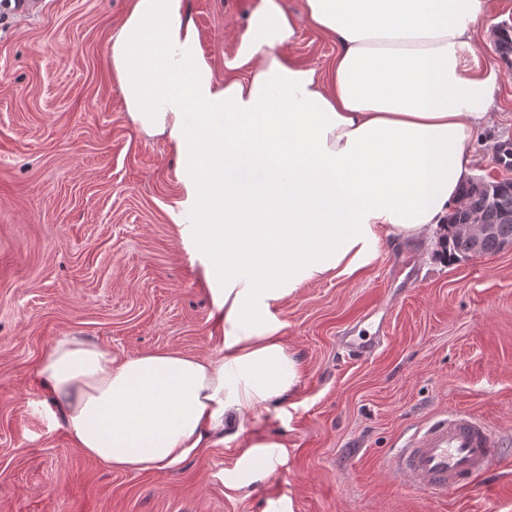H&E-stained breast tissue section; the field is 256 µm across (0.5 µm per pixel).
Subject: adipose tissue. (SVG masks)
Returning <instances> with one entry per match:
<instances>
[{"instance_id": "1", "label": "adipose tissue", "mask_w": 512, "mask_h": 512, "mask_svg": "<svg viewBox=\"0 0 512 512\" xmlns=\"http://www.w3.org/2000/svg\"><path fill=\"white\" fill-rule=\"evenodd\" d=\"M491 0H305L335 39L326 76L285 60L296 19L258 0L224 78L204 57L186 0H130L112 77L133 123L181 167V238L224 329L216 355L174 349L113 358L54 340L37 372L75 448L121 472L171 470L222 443L244 411L290 393L298 362L275 311L300 286L346 277L382 236L437 243L461 197L467 144L498 71L465 66Z\"/></svg>"}]
</instances>
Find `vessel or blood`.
I'll list each match as a JSON object with an SVG mask.
<instances>
[{
	"instance_id": "vessel-or-blood-1",
	"label": "vessel or blood",
	"mask_w": 512,
	"mask_h": 512,
	"mask_svg": "<svg viewBox=\"0 0 512 512\" xmlns=\"http://www.w3.org/2000/svg\"><path fill=\"white\" fill-rule=\"evenodd\" d=\"M499 452L500 441L488 425L456 412L410 436L396 451L394 465L414 486L440 493L472 484Z\"/></svg>"
}]
</instances>
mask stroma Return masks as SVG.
<instances>
[{
  "instance_id": "stroma-1",
  "label": "stroma",
  "mask_w": 512,
  "mask_h": 512,
  "mask_svg": "<svg viewBox=\"0 0 512 512\" xmlns=\"http://www.w3.org/2000/svg\"><path fill=\"white\" fill-rule=\"evenodd\" d=\"M256 0H187L202 51L224 76ZM280 54L325 73L334 39L303 24ZM0 26V512H512V252L448 263L382 239L348 277L298 288L278 310L298 361L294 393L249 411L223 443L170 471L121 473L75 448L35 382L53 341L75 335L115 357L215 355L224 333L183 248L182 175L130 120L109 45L129 0H45ZM512 142V70H499L472 175L501 170ZM381 335L343 358V336ZM485 422L502 452L442 495L396 474L397 448L430 419ZM271 461L250 466L256 443Z\"/></svg>"
}]
</instances>
